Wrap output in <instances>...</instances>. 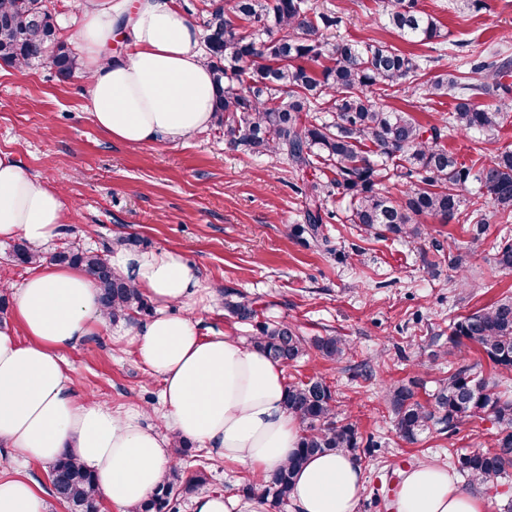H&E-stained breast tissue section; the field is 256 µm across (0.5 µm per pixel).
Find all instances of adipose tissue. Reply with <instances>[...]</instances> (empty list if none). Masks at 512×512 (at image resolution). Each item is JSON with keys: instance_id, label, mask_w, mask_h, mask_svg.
Listing matches in <instances>:
<instances>
[{"instance_id": "ef3b65f1", "label": "adipose tissue", "mask_w": 512, "mask_h": 512, "mask_svg": "<svg viewBox=\"0 0 512 512\" xmlns=\"http://www.w3.org/2000/svg\"><path fill=\"white\" fill-rule=\"evenodd\" d=\"M76 42L95 125L128 145L183 141L214 122L216 87L195 24L176 0H76ZM122 42L125 52L112 50ZM69 214L60 190L0 151V240L39 248L59 237ZM115 273L157 305L132 341L162 383L165 430L144 412L120 413L78 395L61 350L103 325L100 290L80 267L39 262L14 289L13 323L0 328V445L44 464L70 454L95 477L96 496L133 507L174 463L180 440L225 461L268 474L297 450L300 422L285 407L282 365L229 336L201 335L197 322L169 314L200 286L194 265L175 250L122 248ZM363 468L349 453L315 454L294 475L296 512H356ZM395 512H486L446 465L422 461L404 472ZM0 512H46L35 483L0 481Z\"/></svg>"}]
</instances>
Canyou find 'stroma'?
Masks as SVG:
<instances>
[{"label":"stroma","instance_id":"obj_1","mask_svg":"<svg viewBox=\"0 0 512 512\" xmlns=\"http://www.w3.org/2000/svg\"><path fill=\"white\" fill-rule=\"evenodd\" d=\"M315 2L322 11H343L340 36L415 55L430 52L385 25L379 0ZM418 6L439 21L447 45L427 79L462 77L471 66L512 56V0H418ZM88 94L82 73L61 81L46 62L22 69L0 62V151L66 191L70 221L43 255L68 245L98 250L131 234L140 247L177 250L199 269L204 290L173 312L197 321L202 335L249 342L253 327L224 308L223 292L231 289L253 299L261 319L292 322L309 338L345 337L353 352L343 362L312 353L287 367L285 379L326 377L338 412L381 442L376 456L362 460L357 512H392L403 469L493 447L497 426L486 416L457 433L433 432L405 443L393 429L384 389L414 375L430 386L459 365L482 363L476 347L449 350L448 325L512 296V270L493 262L495 244L512 240V222L486 206L485 233L475 242L465 214L447 222L424 216L428 236L411 245L390 234L360 235L346 221L344 204L330 197L324 203L328 243L318 247L298 231L305 222L306 187L287 160L230 149L215 125L173 144L116 142L95 126ZM387 103L424 122L451 112L455 101H426L402 85ZM446 145L466 164L488 162L497 150L512 148V113L482 146L461 133L449 136ZM452 252L462 257L460 269L448 266ZM148 320L139 314L131 322H107L61 355L80 395L120 412L146 411L154 425L161 381L131 343ZM183 465L205 471L209 493H238L253 480L249 471L206 448L192 447Z\"/></svg>","mask_w":512,"mask_h":512}]
</instances>
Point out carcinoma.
Wrapping results in <instances>:
<instances>
[{
    "label": "carcinoma",
    "instance_id": "obj_1",
    "mask_svg": "<svg viewBox=\"0 0 512 512\" xmlns=\"http://www.w3.org/2000/svg\"><path fill=\"white\" fill-rule=\"evenodd\" d=\"M386 25L413 43L431 45L437 55L417 57L381 43L327 34L342 16L317 11L313 0H210L202 28V45L217 88L215 123L233 148L270 153L286 159L297 172L328 169L333 177L309 186L304 228L312 241L325 245L321 199L338 196L346 203V219L365 235L392 234L409 242L425 239L420 216L451 220L468 204L473 239L484 234L491 204L512 215V149L505 148L477 173L448 152V132L489 134L512 109V60L503 57L480 64L463 77H439L428 84L421 77L440 59L443 42L438 20L417 9V0H380ZM52 44L49 63L61 80L77 69L76 56L56 38L45 0H0V61L22 65L37 60L34 50ZM403 84L422 98L451 96L452 112L422 124L410 113L385 105L391 91ZM495 91L499 104L486 108L476 101ZM479 194L465 201L460 190L470 179ZM405 187L403 197L382 192L384 182ZM135 240L118 236L101 251L69 248L51 256L62 265L85 267L101 290L103 309L112 320L130 312L149 311L143 296L108 264L115 246ZM15 262L37 263L43 254L21 241L13 247ZM496 265L512 269V242L496 247ZM224 309L241 321L257 317L252 302L240 293H224ZM251 345L287 367L308 349L329 362L351 352L341 336H301L286 321H260ZM453 348L476 345L492 367L512 375V297L490 308L461 316L448 326ZM418 379L394 384L386 393L397 436L417 442L431 431L455 432L466 422L489 416L498 425L494 447L453 457L451 464L468 485L485 484L512 475V396L483 375L481 365H463L450 372L428 394L416 399ZM285 406L302 424L297 452L288 466L263 481V494L278 505L290 498L293 474L307 459L329 451L375 456L382 448L374 436H362L348 417L339 416L336 393L321 376L287 384ZM189 445L173 448L175 463L163 481L131 512H176L172 502L197 493L207 484L201 470L186 473L181 461ZM49 495L67 504L69 512H95V478L73 457L64 455L48 467Z\"/></svg>",
    "mask_w": 512,
    "mask_h": 512
}]
</instances>
